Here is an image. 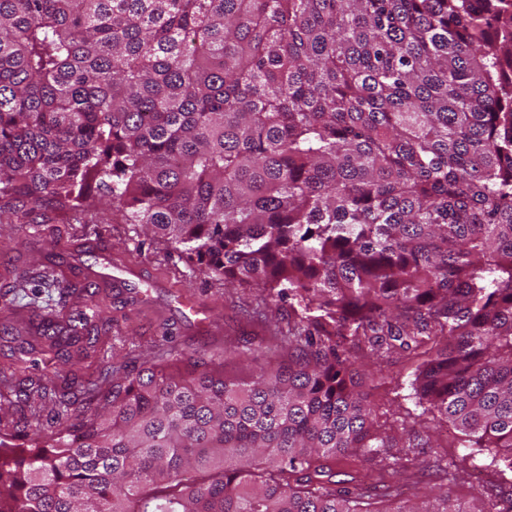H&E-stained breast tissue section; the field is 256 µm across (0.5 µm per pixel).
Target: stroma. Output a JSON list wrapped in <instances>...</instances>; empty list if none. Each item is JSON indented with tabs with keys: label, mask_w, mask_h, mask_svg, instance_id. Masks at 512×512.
<instances>
[{
	"label": "stroma",
	"mask_w": 512,
	"mask_h": 512,
	"mask_svg": "<svg viewBox=\"0 0 512 512\" xmlns=\"http://www.w3.org/2000/svg\"><path fill=\"white\" fill-rule=\"evenodd\" d=\"M48 216V223L29 224L0 204V293L22 272L46 267L61 284L75 286L73 305L83 302L82 286L94 284L95 301L109 323L101 329V350L82 363L88 373L114 364L138 367L173 349L203 356L223 365L227 377L247 380L280 357L282 350L270 340L265 324L286 325L288 310L265 305L261 290L225 286L180 250L148 239L140 227L113 216L108 199L100 200L95 217L84 224L67 222L54 210ZM108 260L127 264L131 275L120 280L104 276ZM183 294L194 295L206 308V326L197 325L177 304ZM16 302L13 308L0 306V364L7 363L16 345L14 327H21L20 336L29 340L39 333L38 317L21 313L20 307L29 302L44 306V298L21 292ZM424 358L420 350L378 359L357 355L361 389L375 406L384 434L401 436L409 412L415 411L413 371ZM411 427L415 476H392L405 496L446 485L464 499L477 493L487 499L512 494L511 486L499 485L493 476L492 449L463 447L445 421L430 413Z\"/></svg>",
	"instance_id": "obj_1"
}]
</instances>
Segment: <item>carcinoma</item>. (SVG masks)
<instances>
[{"instance_id": "cac0c4a2", "label": "carcinoma", "mask_w": 512, "mask_h": 512, "mask_svg": "<svg viewBox=\"0 0 512 512\" xmlns=\"http://www.w3.org/2000/svg\"><path fill=\"white\" fill-rule=\"evenodd\" d=\"M101 193L288 300L291 361L86 378L84 286L42 315L61 369L33 375L31 343L0 367V512H512L383 509L336 470L401 447L352 353L425 346L416 405L512 477V0H0V200L44 224Z\"/></svg>"}]
</instances>
